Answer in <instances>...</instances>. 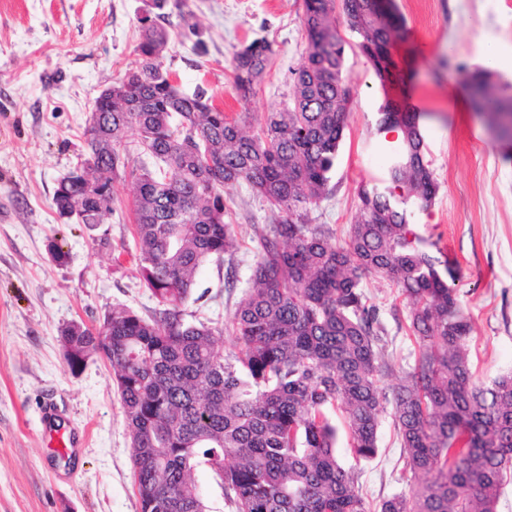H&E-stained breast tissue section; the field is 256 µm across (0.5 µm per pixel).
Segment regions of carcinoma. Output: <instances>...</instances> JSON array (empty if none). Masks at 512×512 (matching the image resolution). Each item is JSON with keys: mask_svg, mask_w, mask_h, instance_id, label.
<instances>
[{"mask_svg": "<svg viewBox=\"0 0 512 512\" xmlns=\"http://www.w3.org/2000/svg\"><path fill=\"white\" fill-rule=\"evenodd\" d=\"M166 6L153 0L158 13L141 19L135 72L112 83V108L94 102L88 152L53 195L59 215L93 227L114 211V179L133 184L137 274L156 307L145 317L114 306L105 334L68 324L60 342L112 366L140 512H206L193 479L200 466L232 512H497L512 479V372L475 378L471 321L448 285L455 267L425 250L410 224L411 209L428 210L439 192L419 116L389 97L379 107L377 133L397 138L386 142L383 183L359 188L343 241L309 218L329 191L349 111L337 15L383 88L406 83L391 53L398 18L383 0H303L307 47L290 70L292 104L265 113L252 134L250 113L229 116L205 92L184 93L163 67ZM271 54L262 39L237 52L240 100L254 95ZM464 81L473 106L512 137L509 87L494 89L483 69ZM87 172L106 195L87 196ZM240 183L272 212V223L254 227L250 286L224 326L191 323L184 306L199 269L237 249L227 189ZM366 277L397 289L415 339L387 388L386 329ZM225 334L234 347L224 353L216 344ZM389 406L410 478L375 505L345 464L339 431L357 459L371 460Z\"/></svg>", "mask_w": 512, "mask_h": 512, "instance_id": "obj_1", "label": "carcinoma"}]
</instances>
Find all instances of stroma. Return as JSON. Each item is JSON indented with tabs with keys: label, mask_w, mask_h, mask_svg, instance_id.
<instances>
[{
	"label": "stroma",
	"mask_w": 512,
	"mask_h": 512,
	"mask_svg": "<svg viewBox=\"0 0 512 512\" xmlns=\"http://www.w3.org/2000/svg\"><path fill=\"white\" fill-rule=\"evenodd\" d=\"M151 0H0V512H140L130 438L112 368L101 356L72 371L59 341L74 321L99 327L112 306L149 315L155 303L136 276L133 187L113 184L115 211L90 228L61 220L52 203L58 180L87 152L83 129L95 99L138 64L139 20ZM406 32L398 56L413 79L407 100L423 112L426 158L440 190L411 222L457 268L453 287L473 332L469 358L480 381L512 370V142L496 139L474 112L464 84L483 66L488 42L512 49V0H394ZM173 26L162 63L184 92L203 88L226 114L262 117L290 105L289 71L305 56L303 0H169ZM273 46L270 67L249 101L231 75L237 51L253 39ZM353 87L332 190L310 211L314 223L344 234L358 189L386 176L376 132L384 96L366 58L347 50ZM239 248L200 272L187 320L223 326L248 286L256 260L254 226L269 209L247 185L231 191ZM66 254L55 262L47 245ZM234 271V288L224 286ZM363 287L380 309L386 359L403 366L414 348L406 309L388 281ZM55 402L63 432L79 448L47 447L41 410ZM377 458L360 482L370 500L402 488L403 461L385 414Z\"/></svg>",
	"instance_id": "stroma-1"
}]
</instances>
